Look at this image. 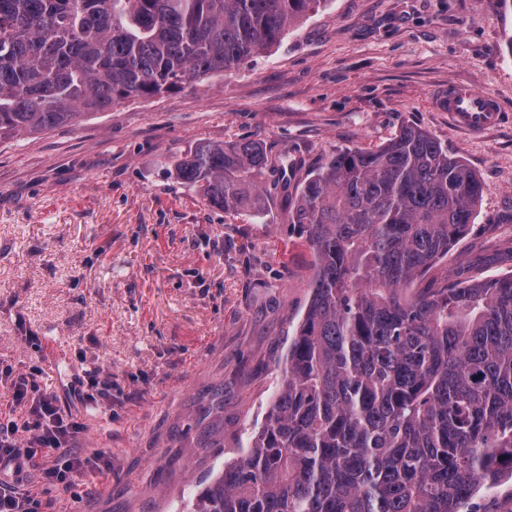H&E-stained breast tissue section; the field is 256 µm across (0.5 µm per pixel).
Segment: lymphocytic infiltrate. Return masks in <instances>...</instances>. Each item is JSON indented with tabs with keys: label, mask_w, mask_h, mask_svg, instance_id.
<instances>
[{
	"label": "lymphocytic infiltrate",
	"mask_w": 512,
	"mask_h": 512,
	"mask_svg": "<svg viewBox=\"0 0 512 512\" xmlns=\"http://www.w3.org/2000/svg\"><path fill=\"white\" fill-rule=\"evenodd\" d=\"M41 370H0L9 396V411L0 415V465L35 472L36 482L0 486V512H43L42 494L68 488L100 470L106 455L81 448L88 431L85 418L64 409L57 396L42 387Z\"/></svg>",
	"instance_id": "obj_1"
}]
</instances>
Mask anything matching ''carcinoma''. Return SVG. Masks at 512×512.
<instances>
[{
    "mask_svg": "<svg viewBox=\"0 0 512 512\" xmlns=\"http://www.w3.org/2000/svg\"><path fill=\"white\" fill-rule=\"evenodd\" d=\"M327 0H0V140L228 76ZM256 141L174 164L226 212L264 209ZM483 186L405 125L296 186L315 256L264 426L189 512H475L512 471V274L407 294L471 224Z\"/></svg>",
    "mask_w": 512,
    "mask_h": 512,
    "instance_id": "obj_1",
    "label": "carcinoma"
}]
</instances>
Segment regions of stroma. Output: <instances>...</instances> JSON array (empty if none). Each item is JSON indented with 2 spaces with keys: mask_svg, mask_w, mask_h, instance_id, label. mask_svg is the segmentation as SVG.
Instances as JSON below:
<instances>
[{
  "mask_svg": "<svg viewBox=\"0 0 512 512\" xmlns=\"http://www.w3.org/2000/svg\"><path fill=\"white\" fill-rule=\"evenodd\" d=\"M451 83L494 96L502 122L452 124L436 105ZM404 124L483 184L422 285L512 274V11L491 0H327L228 77L0 142V368L42 367L75 414L87 372L112 377V411L81 442L111 466L50 490L51 512H186L264 425L310 299L290 194L271 180L263 213L223 212L175 161L257 141L301 178Z\"/></svg>",
  "mask_w": 512,
  "mask_h": 512,
  "instance_id": "35a3bbf8",
  "label": "stroma"
}]
</instances>
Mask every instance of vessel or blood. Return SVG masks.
Here are the masks:
<instances>
[{"mask_svg":"<svg viewBox=\"0 0 512 512\" xmlns=\"http://www.w3.org/2000/svg\"><path fill=\"white\" fill-rule=\"evenodd\" d=\"M437 105L455 125L472 133L484 132L501 122L498 101L465 85L449 84L439 95Z\"/></svg>","mask_w":512,"mask_h":512,"instance_id":"b4317fda","label":"vessel or blood"}]
</instances>
